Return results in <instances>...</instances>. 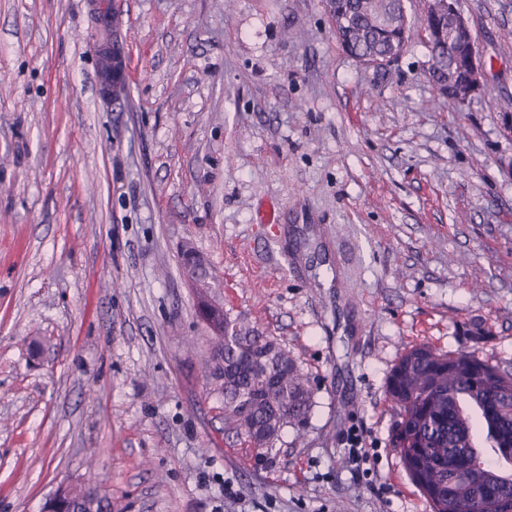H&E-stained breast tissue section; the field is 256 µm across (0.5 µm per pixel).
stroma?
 Listing matches in <instances>:
<instances>
[{"label":"stroma","mask_w":512,"mask_h":512,"mask_svg":"<svg viewBox=\"0 0 512 512\" xmlns=\"http://www.w3.org/2000/svg\"><path fill=\"white\" fill-rule=\"evenodd\" d=\"M459 6L465 107L419 39L382 71L345 54L324 0H0V512L89 479L112 512H431L389 373L420 343L512 362V0ZM185 246L313 390L263 455L205 382ZM437 4H432L435 12L448 10V14L455 16L456 19V40L453 36V28L448 19V15H436L430 20V26L434 27L440 34L433 41H421L428 51V80L439 96L457 103L452 94L443 92V81H447L448 75L452 74L455 80L462 79L460 66L452 53L454 40L465 50L467 60V72L459 87L457 94L459 101L465 103L473 102L484 93L486 87V71L481 61L477 42L468 20L464 17L458 8L456 0H440ZM438 64V68L430 67L432 62ZM430 67V68H429ZM443 79V80H442ZM459 104V103H457ZM461 105V104H459ZM345 443L348 445V457L350 464L354 465L356 471L361 473V476H370L373 473L374 453H370L371 448H364L363 433L358 429L353 428L347 435ZM364 465H369L365 467Z\"/></svg>","instance_id":"35a3bbf8"}]
</instances>
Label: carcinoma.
I'll return each mask as SVG.
<instances>
[{"label": "carcinoma", "mask_w": 512, "mask_h": 512, "mask_svg": "<svg viewBox=\"0 0 512 512\" xmlns=\"http://www.w3.org/2000/svg\"><path fill=\"white\" fill-rule=\"evenodd\" d=\"M400 0H335L328 13L343 51L354 58L389 55L403 39L397 21ZM441 37L424 41L428 80L438 95L448 75L462 79L452 53L447 15L430 20ZM224 336V365L204 358V376L224 400V424L252 448L271 450L289 426L299 427L314 406L309 380L274 338L243 319H218ZM386 393L394 405L395 450L432 512H478L475 501L491 499L512 512V473L482 455L478 435L496 455L512 450V364L492 363L476 351L443 353L429 345L408 350L392 368Z\"/></svg>", "instance_id": "1"}]
</instances>
